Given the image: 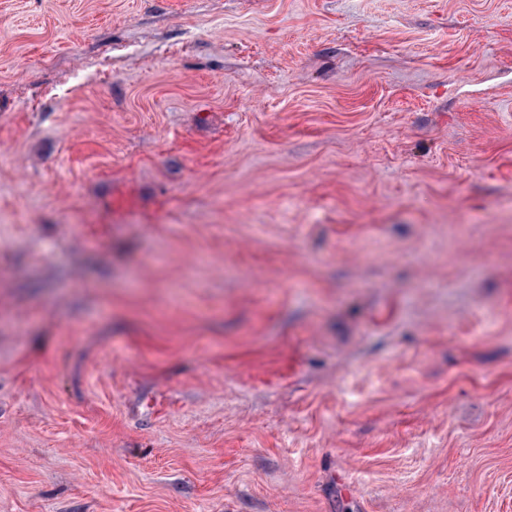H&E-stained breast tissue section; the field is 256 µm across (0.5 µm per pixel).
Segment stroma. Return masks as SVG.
I'll return each mask as SVG.
<instances>
[{
  "label": "stroma",
  "instance_id": "1",
  "mask_svg": "<svg viewBox=\"0 0 512 512\" xmlns=\"http://www.w3.org/2000/svg\"><path fill=\"white\" fill-rule=\"evenodd\" d=\"M0 512H512V0H0Z\"/></svg>",
  "mask_w": 512,
  "mask_h": 512
}]
</instances>
